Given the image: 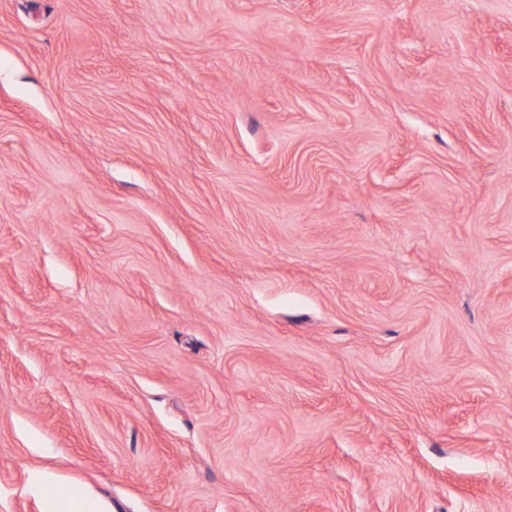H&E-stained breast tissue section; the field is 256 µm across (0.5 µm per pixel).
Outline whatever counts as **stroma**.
I'll return each instance as SVG.
<instances>
[{"label":"stroma","instance_id":"obj_1","mask_svg":"<svg viewBox=\"0 0 512 512\" xmlns=\"http://www.w3.org/2000/svg\"><path fill=\"white\" fill-rule=\"evenodd\" d=\"M512 512V0H0V512Z\"/></svg>","mask_w":512,"mask_h":512}]
</instances>
